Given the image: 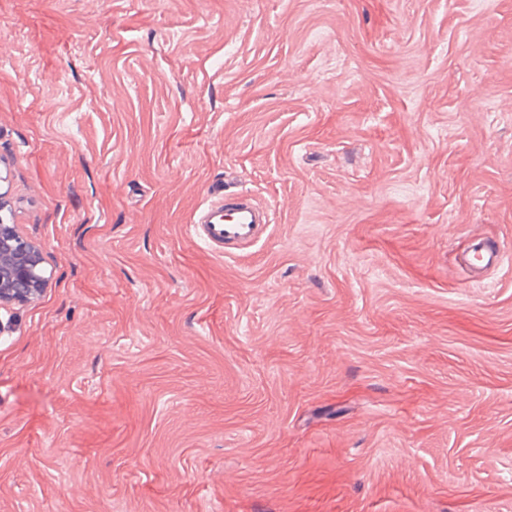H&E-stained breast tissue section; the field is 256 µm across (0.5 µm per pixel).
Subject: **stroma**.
Segmentation results:
<instances>
[{
  "label": "stroma",
  "instance_id": "35a3bbf8",
  "mask_svg": "<svg viewBox=\"0 0 512 512\" xmlns=\"http://www.w3.org/2000/svg\"><path fill=\"white\" fill-rule=\"evenodd\" d=\"M0 195V512H512V0H0ZM220 190L194 213L191 230L209 247L224 251L253 245L269 224L268 210L241 188L231 193ZM0 215V307L26 304L40 295L47 280L40 250L25 239L17 224ZM23 284L25 288H18Z\"/></svg>",
  "mask_w": 512,
  "mask_h": 512
}]
</instances>
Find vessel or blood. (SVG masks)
I'll use <instances>...</instances> for the list:
<instances>
[{"instance_id": "b4317fda", "label": "vessel or blood", "mask_w": 512, "mask_h": 512, "mask_svg": "<svg viewBox=\"0 0 512 512\" xmlns=\"http://www.w3.org/2000/svg\"><path fill=\"white\" fill-rule=\"evenodd\" d=\"M269 214L247 190L217 194L193 216L191 230L209 247L225 252L253 245L261 238Z\"/></svg>"}]
</instances>
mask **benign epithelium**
Listing matches in <instances>:
<instances>
[{
    "mask_svg": "<svg viewBox=\"0 0 512 512\" xmlns=\"http://www.w3.org/2000/svg\"><path fill=\"white\" fill-rule=\"evenodd\" d=\"M40 250L18 226L0 215V307L26 304L40 295L47 280Z\"/></svg>",
    "mask_w": 512,
    "mask_h": 512,
    "instance_id": "obj_1",
    "label": "benign epithelium"
}]
</instances>
